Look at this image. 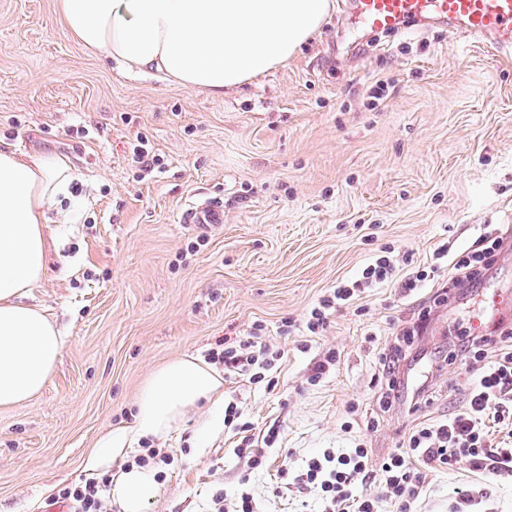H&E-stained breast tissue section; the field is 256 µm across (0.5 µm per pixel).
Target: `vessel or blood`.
Masks as SVG:
<instances>
[{
	"mask_svg": "<svg viewBox=\"0 0 512 512\" xmlns=\"http://www.w3.org/2000/svg\"><path fill=\"white\" fill-rule=\"evenodd\" d=\"M350 7L370 29L394 31L414 20L435 21L449 32L473 39L500 51L512 49V0H349ZM185 224H220L224 203L207 197L193 202L181 215ZM512 326V292L490 296L471 331L486 336Z\"/></svg>",
	"mask_w": 512,
	"mask_h": 512,
	"instance_id": "b4317fda",
	"label": "vessel or blood"
}]
</instances>
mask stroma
<instances>
[{
    "instance_id": "obj_1",
    "label": "stroma",
    "mask_w": 512,
    "mask_h": 512,
    "mask_svg": "<svg viewBox=\"0 0 512 512\" xmlns=\"http://www.w3.org/2000/svg\"><path fill=\"white\" fill-rule=\"evenodd\" d=\"M58 2L0 0V150L66 157L83 201L27 298L67 341L42 392L0 408V512H54L60 487L85 484L97 437L132 424L150 371L258 325L283 353L277 384L228 375L224 399L256 428L279 425L277 457L247 470L236 432L199 403L154 442L174 463L146 512H208L216 491L244 486L264 512H300L297 493L275 490L282 462L297 470L361 439L381 457L465 404L448 325L468 327L482 294L512 289V247L451 301L436 302V279L406 297L365 291L317 335L304 321L383 246L423 265L444 241L467 249L479 225L512 226V52L430 26L375 33L337 4L287 66L215 97L93 56ZM140 136L161 160L149 171L131 161ZM203 197L223 200V224L181 223ZM398 338L380 374L378 352ZM331 351L334 366L309 384ZM471 487L486 491L472 512H512V483L466 465L427 472L411 510L453 512Z\"/></svg>"
}]
</instances>
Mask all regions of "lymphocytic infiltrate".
<instances>
[{"label":"lymphocytic infiltrate","mask_w":512,"mask_h":512,"mask_svg":"<svg viewBox=\"0 0 512 512\" xmlns=\"http://www.w3.org/2000/svg\"><path fill=\"white\" fill-rule=\"evenodd\" d=\"M507 236L495 224H487L473 244L461 252L451 243H443L433 253L427 268L403 273L411 261L394 248L385 249L368 263L356 281L341 284L313 307L306 320L310 333H318L328 324L335 306L350 303L364 288H399L408 295L417 290L429 275L451 268L449 288L477 287L504 246ZM462 349L471 364L473 379L465 406L442 422L422 423L403 438L398 448L386 457L373 459L364 443L341 451L326 449L311 458L304 470L294 476L298 489H317L325 504V512H381L384 501L398 504L400 512H409L423 488V473L448 469L465 463L492 481H512V335L494 338L463 336ZM282 357L280 349L268 340L262 327H255L248 340L225 342L222 349L212 351L210 361L222 364L225 372L248 376L250 383L263 382ZM224 423L237 427L244 436L236 448L238 457L248 467H265L266 449L276 443L279 431L269 428L254 432L251 423L242 421L236 404L224 409ZM505 433V440L491 442L490 427ZM110 475L60 488L55 501L68 504L71 512H107L104 492ZM372 484L374 492L360 496L357 486Z\"/></svg>","instance_id":"f902f5d3"}]
</instances>
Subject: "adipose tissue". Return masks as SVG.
Listing matches in <instances>:
<instances>
[{"label": "adipose tissue", "instance_id": "obj_1", "mask_svg": "<svg viewBox=\"0 0 512 512\" xmlns=\"http://www.w3.org/2000/svg\"><path fill=\"white\" fill-rule=\"evenodd\" d=\"M331 0H59L67 30L92 55L137 74L155 70L215 96L286 66L326 19ZM68 160L51 153L0 151V407L36 396L52 377L65 335L26 304L49 262L53 202L69 198ZM224 402V382L201 358L182 355L142 386L132 426L101 434L83 458L87 479L111 470L141 439L161 438L201 400ZM159 494L155 470L117 473V512H144Z\"/></svg>", "mask_w": 512, "mask_h": 512}]
</instances>
